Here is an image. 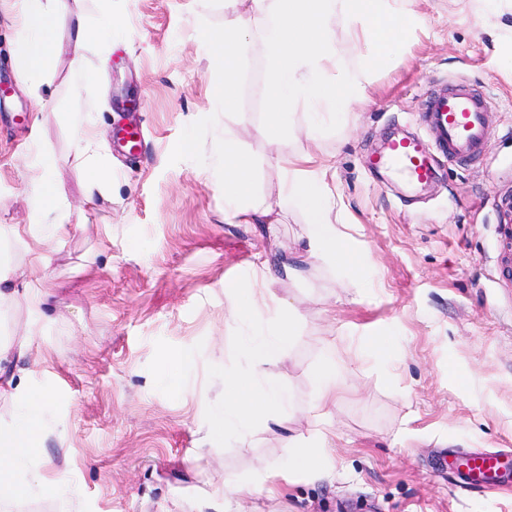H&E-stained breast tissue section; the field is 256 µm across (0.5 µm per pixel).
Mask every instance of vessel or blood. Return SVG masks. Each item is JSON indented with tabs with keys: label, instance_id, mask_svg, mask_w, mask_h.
Here are the masks:
<instances>
[{
	"label": "vessel or blood",
	"instance_id": "1",
	"mask_svg": "<svg viewBox=\"0 0 512 512\" xmlns=\"http://www.w3.org/2000/svg\"><path fill=\"white\" fill-rule=\"evenodd\" d=\"M486 102L468 84L459 82L429 90L422 122L436 134L435 151H428L423 139L413 135L390 141L382 153L371 158L372 168L393 170L402 183L418 189L435 176L433 152L449 161L466 164L480 159L487 149ZM499 225L503 235L502 266L512 265V197L498 199ZM506 463L494 456L467 460L460 479L479 488L496 486Z\"/></svg>",
	"mask_w": 512,
	"mask_h": 512
}]
</instances>
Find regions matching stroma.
I'll list each match as a JSON object with an SVG mask.
<instances>
[{
    "instance_id": "obj_1",
    "label": "stroma",
    "mask_w": 512,
    "mask_h": 512,
    "mask_svg": "<svg viewBox=\"0 0 512 512\" xmlns=\"http://www.w3.org/2000/svg\"><path fill=\"white\" fill-rule=\"evenodd\" d=\"M225 2L112 0L111 47L93 40L84 51L92 67L109 53L106 70L76 93L60 61L41 111L25 91L17 22L0 11V75L13 86L0 101V226L29 221L21 153L34 135L70 206L65 234L45 249L47 303L0 311V334L34 335L20 376L54 394L40 468L66 474L77 512H512V490L470 488L436 463L447 449L512 460V277L501 270L494 208L496 197L512 196V0L482 28L480 0H415L420 21L372 73L368 102L313 141L300 131V104L281 115L279 133L269 131L263 53L240 61L232 111L213 98L224 71L205 34L232 17ZM455 81L487 96L488 151L462 166L437 157L436 182L406 200L398 179L371 170L368 158L421 131L428 88ZM100 99L107 107L93 119L112 196L89 201L65 114ZM131 120L142 131L134 161L114 146L117 126ZM228 127L246 128L245 147L264 162L257 188L271 199L280 175L268 160L322 157L336 220L351 225L355 254H369L363 276L373 284L360 300L336 285L347 268L272 282L302 317L288 357L270 369L286 374L295 410L315 398L327 345L366 351V363L336 403L332 473L229 506L213 496L225 473L251 479L282 461L299 423H256L251 436H228L219 454L201 444L206 406L222 390L212 366L248 364L244 326L224 319V287H248L279 255L303 256L304 214H289L273 235L225 223L211 146ZM380 330L397 361L370 353ZM184 348L197 366L177 393L161 384L160 365Z\"/></svg>"
}]
</instances>
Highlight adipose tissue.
I'll list each match as a JSON object with an SVG mask.
<instances>
[{"mask_svg":"<svg viewBox=\"0 0 512 512\" xmlns=\"http://www.w3.org/2000/svg\"><path fill=\"white\" fill-rule=\"evenodd\" d=\"M7 2L21 17L27 45L25 68L32 75L30 95L39 97L42 84L55 73L68 44L74 48L68 63L70 73L75 84H84L90 73L81 49L93 39L111 43V11H104L97 28L92 29L85 14L73 10L69 0ZM416 18L413 0H249L247 14L236 15L225 21L223 30L208 35L215 61L224 67V80L214 88L213 95L223 101L225 109L235 108L240 92L238 64L251 53L263 52L271 61L270 128L278 129L281 112L300 102L308 107L311 119L304 133L313 136L316 126L337 122L352 105L366 100L370 72L388 64L392 44ZM256 19L261 20L263 32L258 40L251 34ZM63 20L68 23L64 35L59 32ZM343 37L352 42L356 61L347 60L341 52L339 40ZM67 123L77 154L89 173L87 196L109 197L112 167L100 159L99 135L90 111L68 113ZM212 152L224 175L225 223L263 224L273 234L294 205L306 216L303 237L312 264L330 268L361 266V259L351 251L350 234L336 222L332 193L323 178L294 167L292 160L277 159L284 181L276 200L271 201L256 190L257 162L242 148L240 133L225 129L223 139L214 141ZM53 168L54 160L46 152L29 166L27 189L34 201L30 231L39 243L57 238L69 218L68 203L52 188ZM15 234V229L0 227V304L8 301L42 306L48 296L41 291L2 289L13 271L10 239ZM268 294L265 288H254L247 294L233 285L224 289L225 319L239 321L248 311L262 314L263 319L244 343L249 370H239L228 362L216 369L224 382V396L207 411L208 443L246 433L259 418L277 426L282 423L281 412L288 406L290 394L284 376L269 374L267 368L290 351L297 320L289 310L271 307ZM31 346L27 336H0V399L12 405L7 427L0 428V485L9 486L15 497L33 493L52 496L61 504L59 512H69L73 491L65 480L47 477L32 468L43 452L42 438L49 431L50 397L24 385L9 368L11 355L25 357ZM352 376L346 360L328 351L313 375L316 402L303 413L306 432L289 436L285 462L268 464L258 483L225 474V499L243 500L257 488L279 480L293 483L328 475L333 469L328 450L334 445L330 409Z\"/></svg>","mask_w":512,"mask_h":512,"instance_id":"obj_1","label":"adipose tissue"}]
</instances>
